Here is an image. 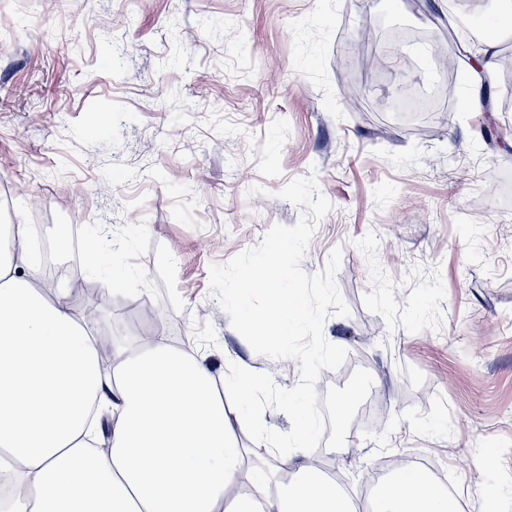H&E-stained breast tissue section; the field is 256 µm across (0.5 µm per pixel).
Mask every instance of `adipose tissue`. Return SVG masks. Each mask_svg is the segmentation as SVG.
Returning a JSON list of instances; mask_svg holds the SVG:
<instances>
[{
  "label": "adipose tissue",
  "mask_w": 512,
  "mask_h": 512,
  "mask_svg": "<svg viewBox=\"0 0 512 512\" xmlns=\"http://www.w3.org/2000/svg\"><path fill=\"white\" fill-rule=\"evenodd\" d=\"M497 54L487 41L469 59L473 111ZM99 344L70 289L45 291L28 225L0 226V475L30 491L0 497V512H353L310 462L312 421L282 454L294 482L245 465L236 427L270 436L245 413L261 386L251 367L236 370L238 406L230 409L192 346L162 335L145 346L117 345L104 370ZM240 482L248 492L228 497ZM375 512H454V505L409 470L382 486Z\"/></svg>",
  "instance_id": "obj_1"
}]
</instances>
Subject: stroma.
Wrapping results in <instances>:
<instances>
[{"instance_id": "stroma-1", "label": "stroma", "mask_w": 512, "mask_h": 512, "mask_svg": "<svg viewBox=\"0 0 512 512\" xmlns=\"http://www.w3.org/2000/svg\"><path fill=\"white\" fill-rule=\"evenodd\" d=\"M59 2L0 0L16 17L0 38V185L41 199L44 242L60 224L131 270L119 287L83 270L107 291L99 334L136 339L121 306L144 297L172 344L205 354L228 405L241 362L294 387L297 361L269 370L208 270L295 225L301 208L278 193L315 176L332 209L302 267L319 273L342 247L349 308L323 327L347 357L316 384L319 407L346 403L322 461L361 510L382 461L426 458L454 473L465 512H512V192H489L512 177V43L498 42L489 111L467 110L462 78L454 102L410 121L386 104L437 81L432 52L481 48L452 39L448 0ZM115 14L126 33H109ZM365 28L388 70L360 76L356 112L338 75ZM417 121L433 135H414Z\"/></svg>"}]
</instances>
